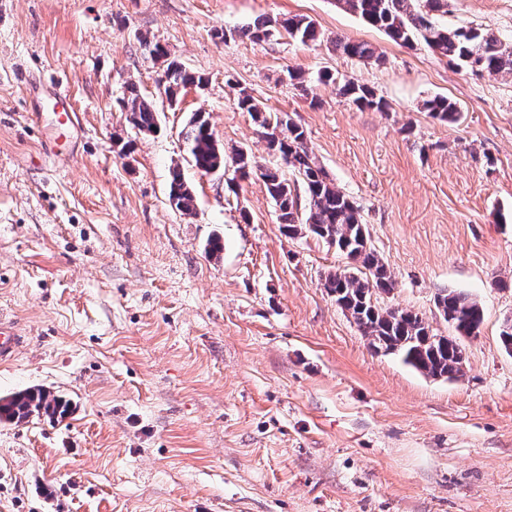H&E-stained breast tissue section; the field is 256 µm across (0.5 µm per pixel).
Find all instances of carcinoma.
<instances>
[{"instance_id": "obj_1", "label": "carcinoma", "mask_w": 512, "mask_h": 512, "mask_svg": "<svg viewBox=\"0 0 512 512\" xmlns=\"http://www.w3.org/2000/svg\"><path fill=\"white\" fill-rule=\"evenodd\" d=\"M360 20L383 31L394 42L426 45L432 52L448 59L473 74L494 76L512 73V43L478 27L450 29L434 20L435 13L447 6V0H336ZM286 34L289 39L306 44L320 38L315 23L304 16L264 20L230 32V37H247L261 41L273 33ZM336 50L361 61L379 60L375 49L365 42L344 38L334 40ZM149 53L165 57L164 91L171 101L188 87H200L205 79L179 61L167 58L166 51L154 45ZM320 84H335L339 95L360 109L383 111L386 102L371 88L336 77L328 71L316 76ZM238 108L249 113L267 147L278 155L275 166L258 164L251 151L234 150L233 175L238 179L261 180L275 202L279 221L290 236L310 234L348 259L342 270L328 273L323 287L336 295V304L349 315L375 352L395 355L417 372L445 380L458 381L464 376L462 336H475L484 322L479 301L466 293L448 290L436 298V306L456 335L453 342L436 340L437 333L423 316L399 308L380 306L374 294L389 293L393 280L384 259L372 248L359 207L341 191L318 163L307 146L305 131L284 112L267 109L251 94L239 93ZM129 122L141 132L157 129L158 118L151 103L133 84L123 99ZM432 117L443 121L456 120L455 104L444 96L424 102ZM195 167L205 172L215 166L225 167L224 149L215 139L208 121L201 113L194 114L183 131ZM302 187L307 205L301 206L297 187ZM171 207L185 214L195 208V195L181 170L172 168L169 187ZM71 411L69 400L42 388H28L0 396V423H22L31 418L52 421L65 418Z\"/></svg>"}]
</instances>
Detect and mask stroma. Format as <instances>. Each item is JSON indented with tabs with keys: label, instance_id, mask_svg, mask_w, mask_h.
I'll return each instance as SVG.
<instances>
[{
	"label": "stroma",
	"instance_id": "stroma-1",
	"mask_svg": "<svg viewBox=\"0 0 512 512\" xmlns=\"http://www.w3.org/2000/svg\"><path fill=\"white\" fill-rule=\"evenodd\" d=\"M288 15L322 40L220 37ZM439 21L512 42V0H448ZM339 35L380 62L341 55ZM148 43L205 86L169 102ZM295 69L372 87L388 109H357L332 84L306 95ZM54 74L79 119L60 131L32 107ZM130 83L156 133L122 110ZM242 88L288 113L360 206L395 282L382 305L448 336L437 296L480 302L463 379L374 352L322 286L345 256L288 236L261 181L232 193L196 169L182 135L196 112L225 151L275 164ZM435 96L456 122L424 110ZM176 165L195 215L168 202ZM509 278L512 74L396 44L336 0H0V315L26 338L0 364V396L41 385L73 408L0 423V512H512Z\"/></svg>",
	"mask_w": 512,
	"mask_h": 512
}]
</instances>
